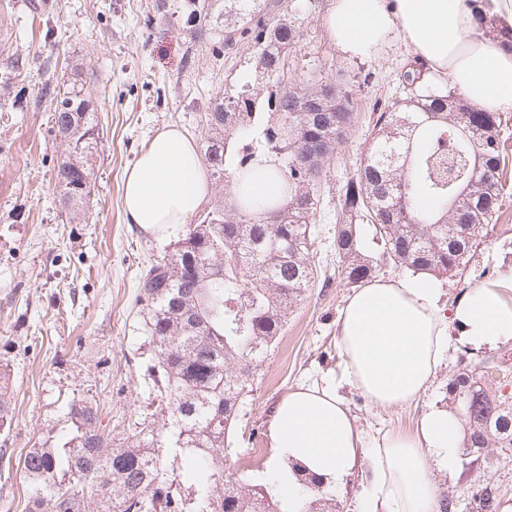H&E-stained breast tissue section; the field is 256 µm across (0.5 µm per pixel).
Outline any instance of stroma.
I'll list each match as a JSON object with an SVG mask.
<instances>
[{
	"label": "stroma",
	"mask_w": 512,
	"mask_h": 512,
	"mask_svg": "<svg viewBox=\"0 0 512 512\" xmlns=\"http://www.w3.org/2000/svg\"><path fill=\"white\" fill-rule=\"evenodd\" d=\"M38 2L0 0V64L15 54L29 58V82L48 76L62 85L73 78L72 60L85 59L102 143L87 199L89 221L69 224L55 198L63 148L49 105L0 109V364L10 368L14 408L12 420L0 426V448L17 457L44 444L62 446L75 399L98 404L113 447L135 441L144 428L164 431L168 413L147 388L155 345L136 284L143 265L172 245L126 222L122 179L160 128L174 125L200 139L210 99L252 77L242 48L216 57L208 40L196 38L194 26L179 15L183 0H166L163 11L155 10V0H60L51 13L36 11ZM328 4L316 0L315 10L300 12L302 37L290 69L304 78L335 73L357 92L356 119L321 185L314 281L289 312L239 417L237 446L226 465L234 478L256 479L272 456L268 417L280 397L341 374L336 330L350 290L329 282L336 270V192L356 170L375 98L402 96L399 77L415 60L398 38L370 57L343 53L326 25ZM49 26L55 30L51 44L42 40ZM502 121V205L463 274L440 277L446 310L467 288L497 279L512 265V111ZM472 359L465 348L451 350L425 394L407 405L382 408L347 385L341 394L371 440L413 428L430 405H447L450 377ZM252 448L262 455L250 462ZM434 478L453 512H472V494L486 484L497 487L501 503H512V449L462 454L458 479L439 472Z\"/></svg>",
	"instance_id": "1"
}]
</instances>
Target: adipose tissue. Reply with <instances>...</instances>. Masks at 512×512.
<instances>
[{
    "label": "adipose tissue",
    "mask_w": 512,
    "mask_h": 512,
    "mask_svg": "<svg viewBox=\"0 0 512 512\" xmlns=\"http://www.w3.org/2000/svg\"><path fill=\"white\" fill-rule=\"evenodd\" d=\"M482 17L512 29V0H331L327 24L337 46L353 57L371 55L400 37L473 106L503 112L512 109V46L483 36ZM275 169V162L261 157L252 170L255 212L281 198ZM212 193L193 140L169 126L123 176L125 220L143 233L170 236L190 223ZM439 292L423 273L376 279L351 292L338 325L340 381L289 391L270 413L273 455L260 478L286 512H300L311 496L304 478H316L323 492L333 494L361 466L368 479L359 512H440L432 473L458 469L457 417L428 407L412 430L368 447L338 393L343 382L382 407L407 403L426 392L451 340L475 352L512 341V268L469 288L447 313Z\"/></svg>",
    "instance_id": "1"
}]
</instances>
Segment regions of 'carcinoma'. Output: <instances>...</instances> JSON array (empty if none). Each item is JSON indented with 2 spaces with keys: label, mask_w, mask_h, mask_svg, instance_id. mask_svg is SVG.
<instances>
[{
  "label": "carcinoma",
  "mask_w": 512,
  "mask_h": 512,
  "mask_svg": "<svg viewBox=\"0 0 512 512\" xmlns=\"http://www.w3.org/2000/svg\"><path fill=\"white\" fill-rule=\"evenodd\" d=\"M311 0H212L202 21L212 31L213 52L223 34L249 51L255 79L217 96L205 115L202 159L215 184L229 187L174 249L141 273L138 300L147 310L148 335L157 350L147 368L151 392L165 403L172 431L169 456L153 431L136 443L112 447L99 407L70 404L73 430L60 448L29 449L19 465L27 479L26 512H279L264 487L224 478L241 406L269 349L283 332L288 310L314 279V223L321 209L312 169L326 174L354 121L349 88L330 78L310 83L290 74L300 41L295 16ZM25 63L7 61L0 74V104L11 94ZM67 86L37 84L36 102L53 106V131L64 143L56 173L57 202L70 224L88 221L84 201L97 179L100 129L81 63ZM424 65L403 73L407 96L391 104L375 99L370 134L359 167L337 191L333 246L337 279L357 287L384 268L434 276L464 271L467 257L488 231L500 206L501 118L465 103L448 86L423 77ZM326 92L337 98L336 122L306 110ZM486 129L472 146L456 114ZM325 139L331 153L307 163L308 142ZM273 158L284 201L257 215L232 190L237 170L258 157ZM427 189L438 210L413 204ZM372 224L381 252H370L361 223ZM10 369L0 364V426L12 419ZM512 365L481 361L453 375L448 396L460 407L467 448H512ZM477 512H498L495 489L474 495Z\"/></svg>",
  "instance_id": "1"
}]
</instances>
